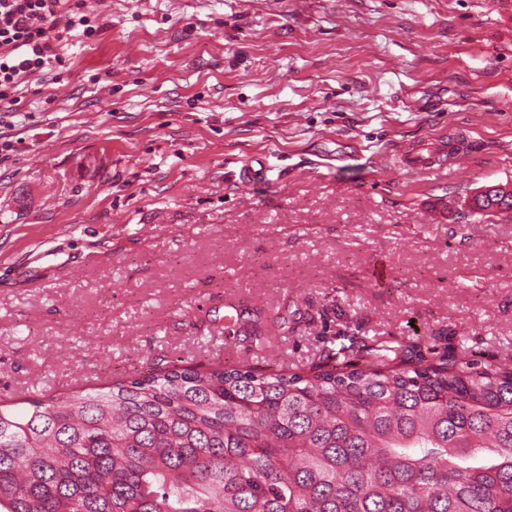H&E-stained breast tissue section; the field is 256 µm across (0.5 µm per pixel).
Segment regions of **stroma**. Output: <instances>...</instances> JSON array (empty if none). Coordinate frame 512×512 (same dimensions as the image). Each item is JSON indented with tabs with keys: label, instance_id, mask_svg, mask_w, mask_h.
<instances>
[{
	"label": "stroma",
	"instance_id": "stroma-1",
	"mask_svg": "<svg viewBox=\"0 0 512 512\" xmlns=\"http://www.w3.org/2000/svg\"><path fill=\"white\" fill-rule=\"evenodd\" d=\"M90 9L0 124L1 402L385 340L512 360V212L472 207L512 191V0ZM424 143L431 170L403 159ZM61 244L78 263L25 285ZM485 190L481 191L473 199L476 210H512V191H506L502 187L495 185L488 186ZM65 255L67 258H65ZM50 262L56 265H64L72 261L69 252H66L64 249L34 250L30 252L21 268L23 281L27 285L37 286L40 282L39 274L42 270V265Z\"/></svg>",
	"mask_w": 512,
	"mask_h": 512
}]
</instances>
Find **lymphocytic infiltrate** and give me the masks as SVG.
<instances>
[{
	"instance_id": "obj_1",
	"label": "lymphocytic infiltrate",
	"mask_w": 512,
	"mask_h": 512,
	"mask_svg": "<svg viewBox=\"0 0 512 512\" xmlns=\"http://www.w3.org/2000/svg\"><path fill=\"white\" fill-rule=\"evenodd\" d=\"M77 30L101 31L85 0H0V103L17 105L22 83L62 64L59 47Z\"/></svg>"
}]
</instances>
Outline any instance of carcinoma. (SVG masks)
<instances>
[{
  "instance_id": "1",
  "label": "carcinoma",
  "mask_w": 512,
  "mask_h": 512,
  "mask_svg": "<svg viewBox=\"0 0 512 512\" xmlns=\"http://www.w3.org/2000/svg\"><path fill=\"white\" fill-rule=\"evenodd\" d=\"M346 351L0 404V512H512L511 363Z\"/></svg>"
}]
</instances>
